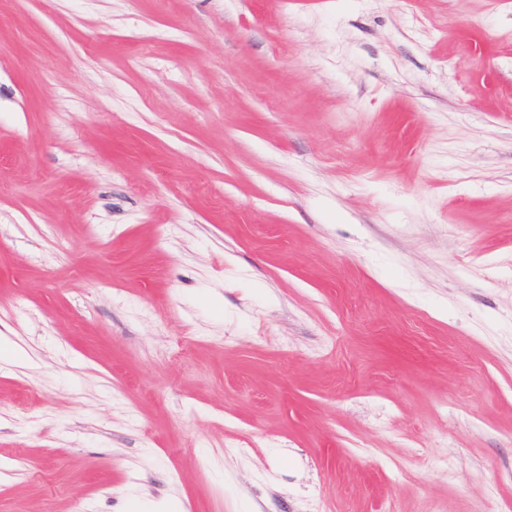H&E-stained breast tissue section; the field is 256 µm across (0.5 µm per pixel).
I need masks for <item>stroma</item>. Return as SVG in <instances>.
<instances>
[{"mask_svg": "<svg viewBox=\"0 0 512 512\" xmlns=\"http://www.w3.org/2000/svg\"><path fill=\"white\" fill-rule=\"evenodd\" d=\"M512 512V0H0V512Z\"/></svg>", "mask_w": 512, "mask_h": 512, "instance_id": "obj_1", "label": "stroma"}]
</instances>
